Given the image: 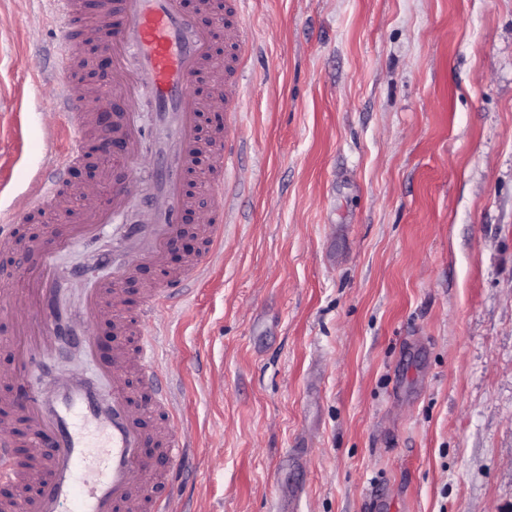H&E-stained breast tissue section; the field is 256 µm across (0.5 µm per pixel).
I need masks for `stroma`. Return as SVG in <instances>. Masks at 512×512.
Listing matches in <instances>:
<instances>
[{
	"label": "stroma",
	"mask_w": 512,
	"mask_h": 512,
	"mask_svg": "<svg viewBox=\"0 0 512 512\" xmlns=\"http://www.w3.org/2000/svg\"><path fill=\"white\" fill-rule=\"evenodd\" d=\"M223 256L158 309L184 512H512V0H244ZM58 22L0 0V210Z\"/></svg>",
	"instance_id": "obj_1"
}]
</instances>
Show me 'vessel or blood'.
Listing matches in <instances>:
<instances>
[{"mask_svg":"<svg viewBox=\"0 0 512 512\" xmlns=\"http://www.w3.org/2000/svg\"><path fill=\"white\" fill-rule=\"evenodd\" d=\"M60 15V29L53 50L63 67H70L75 44L92 32L96 44L112 59V92L126 101L121 152L112 162L135 166L140 157L142 132L134 120L135 107L144 97L155 100L156 123L162 135L154 153L162 168L150 190L148 221L127 229L126 261L112 278L97 281L85 290L77 312L60 304L67 281L56 265V255L70 245L96 237L103 225L121 213L127 192L117 189L108 205L84 202L77 223L58 230L49 244L33 247L24 296L0 292V307L9 310L13 329L9 347L13 368L7 374L13 384L29 386L25 402L14 395L0 402L17 406L26 429V458H18L11 446L15 422L0 417V480L23 488L19 498L0 501V512H172L170 500L150 495L152 485L163 480L153 459L143 448H160L170 465L179 464L189 445L172 429L176 399L163 391L154 365L161 339L155 311L173 295L189 291L218 257L224 240V174L229 158L225 142H203L198 123L210 103L223 106L228 115L239 110L234 84L237 67L225 61L222 84L212 102L190 93L187 83L213 60V31L200 27L181 7V0H98L93 28L80 16L79 0H52ZM56 108L73 139L62 152L52 151L36 170L23 206L0 218V249L13 245L19 225L31 216L54 207L67 193L83 195L82 186H69L67 173L84 164L90 150L87 130L97 123L103 102L95 93L78 95L69 82L54 86ZM208 154L214 163L207 188L214 209L201 236L202 253L166 281L145 288L135 310H128L123 285L140 266H165L168 245L184 231L182 215L189 199L185 184L199 156ZM116 308L114 327L134 331L133 343L116 347L101 356L93 327L107 308ZM80 337L79 350L102 374L111 376V390L98 389L82 379L54 375L51 361ZM142 374L144 391L154 395L158 427L145 429L133 413L134 397L124 378L126 369ZM92 426L102 438L93 443L85 433Z\"/></svg>","mask_w":512,"mask_h":512,"instance_id":"obj_1","label":"vessel or blood"}]
</instances>
